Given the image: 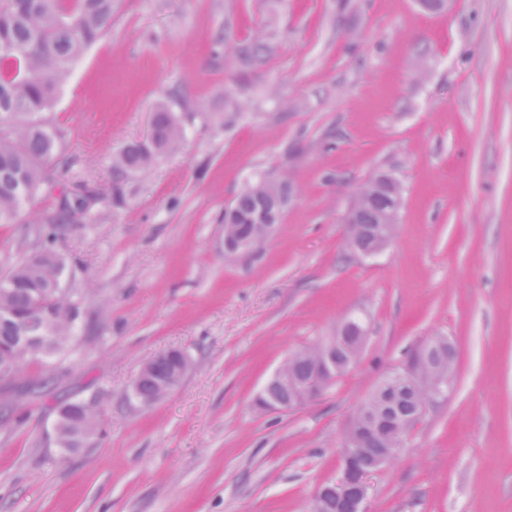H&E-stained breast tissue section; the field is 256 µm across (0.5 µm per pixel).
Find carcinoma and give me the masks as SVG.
<instances>
[{"label": "carcinoma", "mask_w": 512, "mask_h": 512, "mask_svg": "<svg viewBox=\"0 0 512 512\" xmlns=\"http://www.w3.org/2000/svg\"><path fill=\"white\" fill-rule=\"evenodd\" d=\"M114 0H0V224H27L29 235L39 234V247L19 249L20 260L0 278V358L8 356L11 373L0 378V385L11 386L26 357L34 353L52 354L69 346L75 324L81 316L75 294L62 284L65 256L56 246L65 231L73 226L75 213L91 222L94 193L69 198L61 194L55 207L28 218L29 202L47 183L46 169L60 160L67 142L62 130L55 127L52 110L58 91L71 69L85 51L95 44L112 25ZM183 132L173 113L161 105L154 112L149 142L127 147L113 164L115 185L136 171H143L154 159L174 149ZM288 197V183L277 184L275 194L259 198L243 191L236 199L239 213L248 218L265 210L277 213L280 202ZM402 199L400 186L383 192L353 212L358 226L357 250L375 249L379 232L378 216L393 208L394 199ZM334 352L338 377L348 368L347 360L360 341L358 330L363 324L351 320ZM435 371L452 380L448 363L455 362L453 347L443 340L434 354ZM174 359L160 357L152 371L139 378L136 393L150 398L160 383L169 377ZM304 381L318 374L314 348L304 347L285 364ZM267 400L288 406V384L270 380L264 387ZM425 396V384L416 378L408 382L387 376L371 394L376 407H387L402 415L413 428L419 401ZM60 447L74 451L81 447L85 435L95 430L97 411L82 408L74 401L63 405ZM391 437H363L360 449L362 466H367L390 447Z\"/></svg>", "instance_id": "carcinoma-1"}]
</instances>
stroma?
I'll list each match as a JSON object with an SVG mask.
<instances>
[{"instance_id": "1", "label": "stroma", "mask_w": 512, "mask_h": 512, "mask_svg": "<svg viewBox=\"0 0 512 512\" xmlns=\"http://www.w3.org/2000/svg\"><path fill=\"white\" fill-rule=\"evenodd\" d=\"M161 105L184 140L113 192ZM53 112L68 151L47 178L97 193L96 218L60 244L78 334L30 356L35 393L0 413V512H310L364 401L439 336L452 393L368 476L365 508L512 512V0H115ZM380 173L402 187L396 229L358 256L346 215ZM263 176L290 186L281 222L225 257L224 208ZM351 317L368 338L332 386L256 406ZM172 348L186 375L139 404L142 365ZM88 400L94 435L57 448L58 407Z\"/></svg>"}]
</instances>
